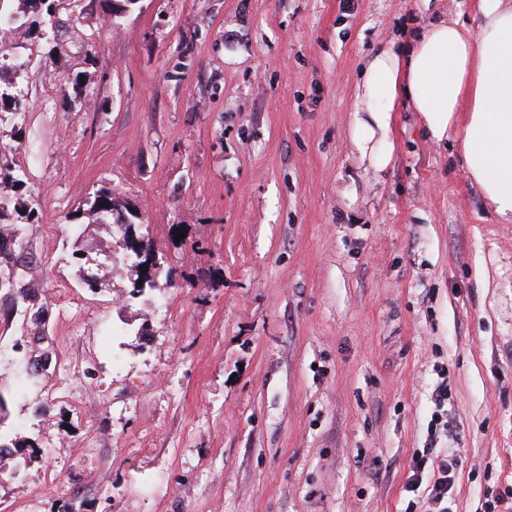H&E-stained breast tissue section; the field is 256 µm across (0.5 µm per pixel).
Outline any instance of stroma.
Returning <instances> with one entry per match:
<instances>
[{
    "label": "stroma",
    "instance_id": "35a3bbf8",
    "mask_svg": "<svg viewBox=\"0 0 512 512\" xmlns=\"http://www.w3.org/2000/svg\"><path fill=\"white\" fill-rule=\"evenodd\" d=\"M447 18L475 0H59L54 40L15 31L0 150L51 262L0 291V512H405L426 447L450 512L512 486V222L415 113L382 171L350 128L367 59ZM100 188L134 224L75 218ZM129 237L173 287L134 295ZM12 164L5 154H0V183L9 184L17 192L25 187L27 174L23 169L15 168ZM16 185H19V188H16ZM442 377L441 382L435 388V399L434 404L436 411L434 416L431 418V427L434 428L433 435L439 429L442 432L448 433V413L444 412L445 402L448 403V382H446L445 374Z\"/></svg>",
    "mask_w": 512,
    "mask_h": 512
}]
</instances>
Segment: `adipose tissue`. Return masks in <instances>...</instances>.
<instances>
[{
  "instance_id": "adipose-tissue-1",
  "label": "adipose tissue",
  "mask_w": 512,
  "mask_h": 512,
  "mask_svg": "<svg viewBox=\"0 0 512 512\" xmlns=\"http://www.w3.org/2000/svg\"><path fill=\"white\" fill-rule=\"evenodd\" d=\"M477 30L430 24L410 50L388 44L367 62L351 118L371 165L392 161L399 107L427 138L455 139L467 174L501 218L512 220V0H477Z\"/></svg>"
}]
</instances>
